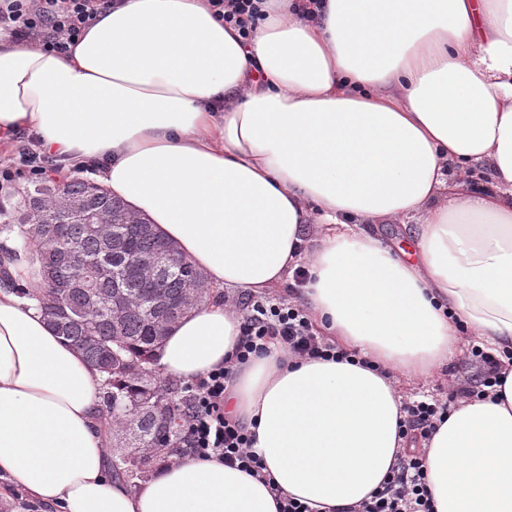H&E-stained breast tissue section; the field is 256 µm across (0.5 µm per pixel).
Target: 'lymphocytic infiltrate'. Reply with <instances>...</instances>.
<instances>
[{"label": "lymphocytic infiltrate", "instance_id": "f902f5d3", "mask_svg": "<svg viewBox=\"0 0 512 512\" xmlns=\"http://www.w3.org/2000/svg\"><path fill=\"white\" fill-rule=\"evenodd\" d=\"M121 0H0V37L38 44L43 50L66 54L96 21ZM217 20L249 38L255 21L263 19V0H208ZM57 158L31 144L21 145L18 160L0 165V182H12L26 175L37 179L55 170ZM308 280L305 268H295L287 284V294L279 299H256L241 314L243 339L235 362L216 367L195 380L184 383L187 400L186 430L176 456L216 458L259 478L264 466L251 454L252 435L224 414V393L233 379L236 365L265 352L277 343L289 355L310 359H340L335 345L313 329L300 296ZM449 404L435 401L405 403L403 437L428 438L448 415ZM343 512H434L432 495L426 484L420 449L401 457L383 486L368 499L344 508Z\"/></svg>", "mask_w": 512, "mask_h": 512}]
</instances>
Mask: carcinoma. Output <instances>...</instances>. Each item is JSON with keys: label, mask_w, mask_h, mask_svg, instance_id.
I'll list each match as a JSON object with an SVG mask.
<instances>
[{"label": "carcinoma", "mask_w": 512, "mask_h": 512, "mask_svg": "<svg viewBox=\"0 0 512 512\" xmlns=\"http://www.w3.org/2000/svg\"><path fill=\"white\" fill-rule=\"evenodd\" d=\"M54 227L50 237L35 216ZM23 248L36 253L38 282L27 289L50 323L103 378L101 426L122 448L149 452L112 464L130 478L177 447L185 402L156 371L171 325L210 297L203 271L121 198L80 179L35 180L14 205ZM92 287L81 280L88 269Z\"/></svg>", "instance_id": "obj_1"}]
</instances>
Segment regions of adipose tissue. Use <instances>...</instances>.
Listing matches in <instances>:
<instances>
[{"instance_id": "adipose-tissue-1", "label": "adipose tissue", "mask_w": 512, "mask_h": 512, "mask_svg": "<svg viewBox=\"0 0 512 512\" xmlns=\"http://www.w3.org/2000/svg\"><path fill=\"white\" fill-rule=\"evenodd\" d=\"M266 0L250 40L206 0H125L65 55L0 39V144L40 136L67 170L149 217L213 288L261 292L305 263L312 324L350 360L275 344L224 410L288 496L361 502L404 452L399 384L463 340L512 353V0ZM325 229L297 252L308 225ZM410 226L403 258L373 231ZM0 472L49 512H278L218 460L177 459L138 490L107 474L98 370L21 288L0 236ZM240 315L214 297L158 351L172 377L223 365ZM435 512H512V364L423 444Z\"/></svg>"}]
</instances>
